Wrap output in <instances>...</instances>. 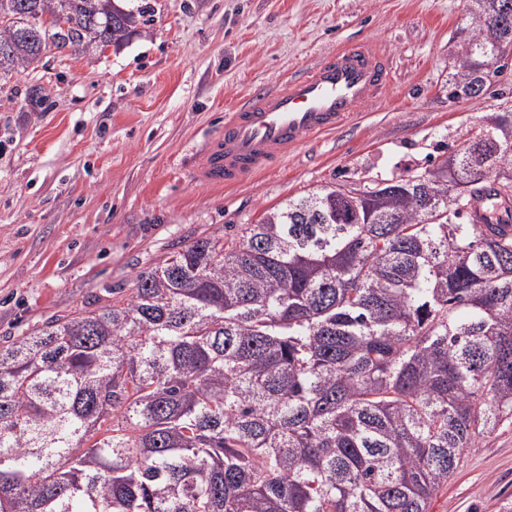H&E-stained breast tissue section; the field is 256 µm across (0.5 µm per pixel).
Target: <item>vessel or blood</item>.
Here are the masks:
<instances>
[{
	"instance_id": "vessel-or-blood-1",
	"label": "vessel or blood",
	"mask_w": 512,
	"mask_h": 512,
	"mask_svg": "<svg viewBox=\"0 0 512 512\" xmlns=\"http://www.w3.org/2000/svg\"><path fill=\"white\" fill-rule=\"evenodd\" d=\"M387 58L367 43H350L278 89L255 90L226 114L194 165L196 180L232 186L268 169L306 139L342 126L387 87Z\"/></svg>"
}]
</instances>
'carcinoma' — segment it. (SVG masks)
Listing matches in <instances>:
<instances>
[{"label": "carcinoma", "mask_w": 512, "mask_h": 512, "mask_svg": "<svg viewBox=\"0 0 512 512\" xmlns=\"http://www.w3.org/2000/svg\"><path fill=\"white\" fill-rule=\"evenodd\" d=\"M131 2L0 0V80L119 50ZM469 2L453 98L512 43V0ZM476 164L320 188L0 348V512H427L512 421V232L448 199L511 201L512 153Z\"/></svg>", "instance_id": "obj_1"}]
</instances>
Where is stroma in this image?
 <instances>
[{"mask_svg":"<svg viewBox=\"0 0 512 512\" xmlns=\"http://www.w3.org/2000/svg\"><path fill=\"white\" fill-rule=\"evenodd\" d=\"M147 25L120 50L62 56L0 82V347L201 233L232 240L281 203L437 166L512 109V64L485 94L448 97L474 21L464 0H138ZM391 65L346 126L238 186L192 182L196 154L252 88L272 89L346 43ZM512 507V422L468 452L428 512Z\"/></svg>","mask_w":512,"mask_h":512,"instance_id":"stroma-1","label":"stroma"}]
</instances>
